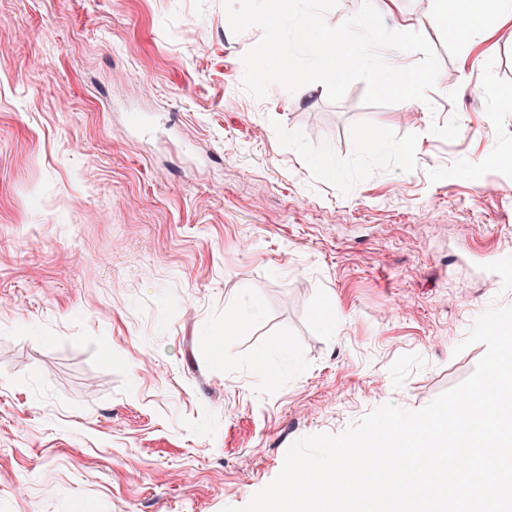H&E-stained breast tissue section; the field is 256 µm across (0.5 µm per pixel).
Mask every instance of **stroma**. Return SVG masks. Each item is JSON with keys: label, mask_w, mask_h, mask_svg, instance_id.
Segmentation results:
<instances>
[{"label": "stroma", "mask_w": 512, "mask_h": 512, "mask_svg": "<svg viewBox=\"0 0 512 512\" xmlns=\"http://www.w3.org/2000/svg\"><path fill=\"white\" fill-rule=\"evenodd\" d=\"M453 6L382 11L443 78L369 107L251 96L222 0H0V512L241 507L300 438L472 375L512 306V21L478 0L469 42ZM252 317V312L246 307H243L240 311L232 314L231 317L224 321V336H210L209 344L213 352L214 358L218 360L220 358L223 345L229 341L233 336H237L240 328L245 325Z\"/></svg>", "instance_id": "1"}]
</instances>
